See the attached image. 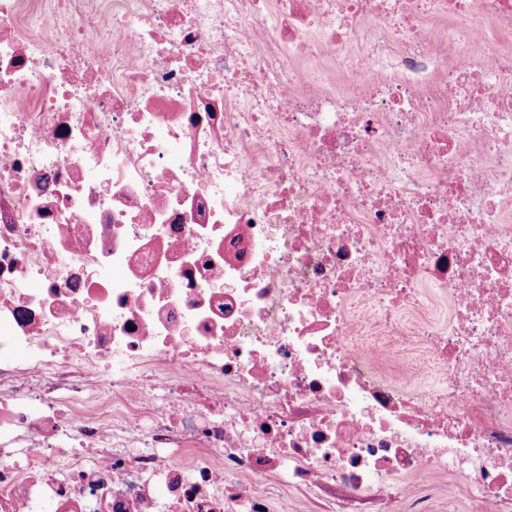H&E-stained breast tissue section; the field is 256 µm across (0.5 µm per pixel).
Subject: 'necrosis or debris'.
<instances>
[{"label":"necrosis or debris","instance_id":"obj_1","mask_svg":"<svg viewBox=\"0 0 512 512\" xmlns=\"http://www.w3.org/2000/svg\"><path fill=\"white\" fill-rule=\"evenodd\" d=\"M474 11L512 29V0H0V512H436L425 469L512 512V55L423 23ZM355 41L338 95L277 55ZM398 336L439 387L380 382Z\"/></svg>","mask_w":512,"mask_h":512}]
</instances>
